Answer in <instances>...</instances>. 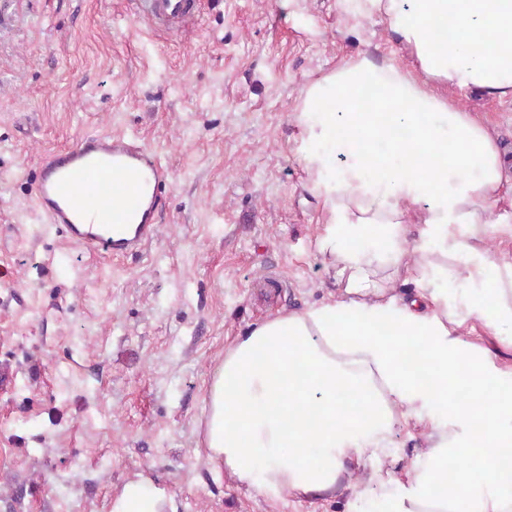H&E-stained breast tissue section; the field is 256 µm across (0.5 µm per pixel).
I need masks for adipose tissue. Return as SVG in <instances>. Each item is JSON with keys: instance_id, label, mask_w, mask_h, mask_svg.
<instances>
[{"instance_id": "obj_1", "label": "adipose tissue", "mask_w": 512, "mask_h": 512, "mask_svg": "<svg viewBox=\"0 0 512 512\" xmlns=\"http://www.w3.org/2000/svg\"><path fill=\"white\" fill-rule=\"evenodd\" d=\"M337 5L347 22L385 21L402 56L346 57L298 93L295 156L336 294L225 347L206 459L270 501L342 487L371 512H512V367L463 337L476 320L512 349V260L490 246L512 234L496 211L512 183L494 129L452 96L512 100V0ZM402 434L424 449L400 472L384 462ZM163 507L139 478L110 512Z\"/></svg>"}]
</instances>
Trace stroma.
<instances>
[{"label":"stroma","mask_w":512,"mask_h":512,"mask_svg":"<svg viewBox=\"0 0 512 512\" xmlns=\"http://www.w3.org/2000/svg\"><path fill=\"white\" fill-rule=\"evenodd\" d=\"M385 23L336 0H201L184 35L134 0H0V512H109L145 477L166 512H356L349 493L271 502L215 472L205 395L234 336L335 292L321 206L293 147L298 91ZM512 175V100L457 92ZM138 137L171 183L142 252L93 256L33 187L53 151Z\"/></svg>","instance_id":"35a3bbf8"}]
</instances>
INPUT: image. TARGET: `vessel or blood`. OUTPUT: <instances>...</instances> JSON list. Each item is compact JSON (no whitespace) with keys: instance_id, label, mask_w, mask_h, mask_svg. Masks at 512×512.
<instances>
[{"instance_id":"1","label":"vessel or blood","mask_w":512,"mask_h":512,"mask_svg":"<svg viewBox=\"0 0 512 512\" xmlns=\"http://www.w3.org/2000/svg\"><path fill=\"white\" fill-rule=\"evenodd\" d=\"M200 0H138L140 14L187 29ZM169 170L134 139L95 135L49 155L34 196L50 223L71 240L111 255L140 251L158 236L154 222Z\"/></svg>"}]
</instances>
